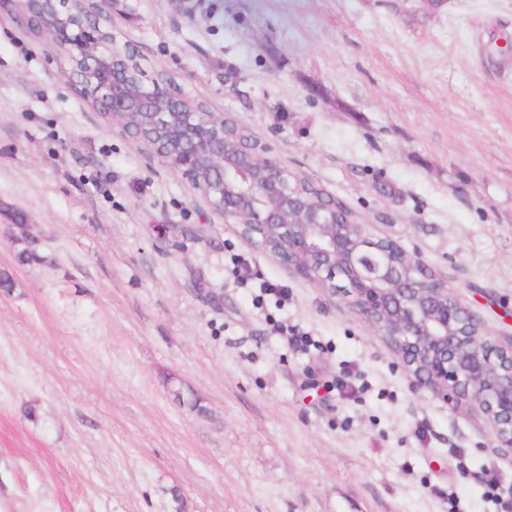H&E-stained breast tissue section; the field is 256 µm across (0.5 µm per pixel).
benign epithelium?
<instances>
[{"instance_id": "benign-epithelium-1", "label": "benign epithelium", "mask_w": 512, "mask_h": 512, "mask_svg": "<svg viewBox=\"0 0 512 512\" xmlns=\"http://www.w3.org/2000/svg\"><path fill=\"white\" fill-rule=\"evenodd\" d=\"M26 0L6 11L50 39L79 92L121 131L148 148L197 191L211 211L233 220L239 238L347 303L400 361L412 389L454 408L478 410L497 447L512 454V338H493L483 318L448 289V279L388 237L374 236L333 206H319L266 149L168 81H143L127 45L100 29L112 0Z\"/></svg>"}]
</instances>
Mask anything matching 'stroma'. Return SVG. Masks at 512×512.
<instances>
[{"label": "stroma", "instance_id": "obj_1", "mask_svg": "<svg viewBox=\"0 0 512 512\" xmlns=\"http://www.w3.org/2000/svg\"><path fill=\"white\" fill-rule=\"evenodd\" d=\"M100 25L512 336V0H115ZM67 68L0 14V226L46 258L0 235V512H501L484 418L414 393ZM14 235L17 242L27 243V246L18 253L19 262H45L40 258L34 240L30 239L26 224H14Z\"/></svg>", "mask_w": 512, "mask_h": 512}]
</instances>
